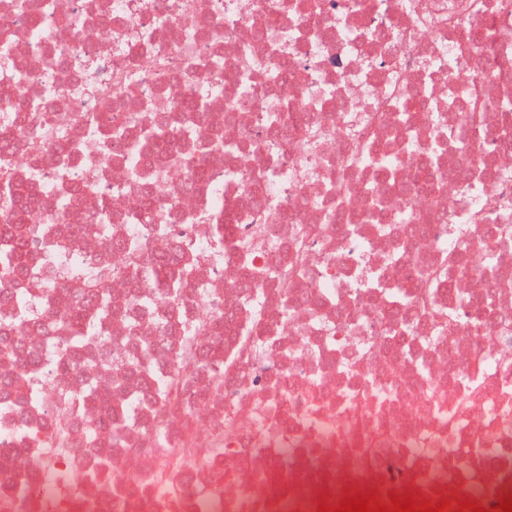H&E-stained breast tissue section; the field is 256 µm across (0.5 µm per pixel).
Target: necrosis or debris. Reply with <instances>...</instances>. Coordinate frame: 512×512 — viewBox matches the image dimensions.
Instances as JSON below:
<instances>
[{"label":"necrosis or debris","mask_w":512,"mask_h":512,"mask_svg":"<svg viewBox=\"0 0 512 512\" xmlns=\"http://www.w3.org/2000/svg\"><path fill=\"white\" fill-rule=\"evenodd\" d=\"M504 32L512 0H0V175L38 199L20 236L0 196V240L33 258L0 276V512L512 495ZM76 304L99 358L149 346L176 399L65 369ZM90 383L126 402L121 433Z\"/></svg>","instance_id":"4bbe7bcc"}]
</instances>
